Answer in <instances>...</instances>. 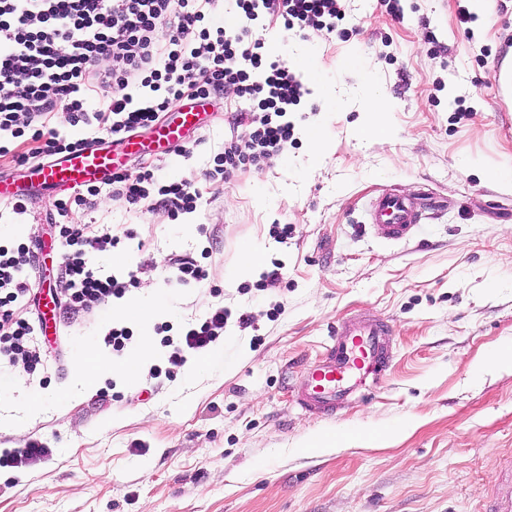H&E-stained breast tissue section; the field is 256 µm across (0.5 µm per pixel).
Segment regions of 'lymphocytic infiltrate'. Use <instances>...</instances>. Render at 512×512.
I'll list each match as a JSON object with an SVG mask.
<instances>
[{
    "label": "lymphocytic infiltrate",
    "mask_w": 512,
    "mask_h": 512,
    "mask_svg": "<svg viewBox=\"0 0 512 512\" xmlns=\"http://www.w3.org/2000/svg\"><path fill=\"white\" fill-rule=\"evenodd\" d=\"M341 2L235 0L239 24L229 30L210 24L213 0H0V133L31 142L29 151L17 154L18 163L42 162L86 145L48 130L56 110L70 125L94 123L119 140L156 126L172 102L207 100L231 86L262 115L248 140L215 155L210 175L226 178L246 165L269 164L294 140L288 114L306 89L265 54L256 24L274 16L289 31L330 33L345 16ZM93 96L103 102L95 111L87 107ZM103 193L136 210L161 202L174 219L195 212L201 199L154 171L134 176L123 169L105 185H86L57 200L53 222L61 269L55 297L69 323L126 292V282L90 262L91 253L112 249L116 238L108 229L67 221L73 207ZM35 262L27 244L0 245V365L20 362L30 372L48 357L40 346L37 291L23 274ZM229 317L219 307L178 338H164L169 364L180 368L189 356L208 351Z\"/></svg>",
    "instance_id": "1"
}]
</instances>
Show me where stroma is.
I'll return each mask as SVG.
<instances>
[{
    "label": "stroma",
    "mask_w": 512,
    "mask_h": 512,
    "mask_svg": "<svg viewBox=\"0 0 512 512\" xmlns=\"http://www.w3.org/2000/svg\"><path fill=\"white\" fill-rule=\"evenodd\" d=\"M462 4L474 2L401 0L396 19L381 0H344L332 33L266 23L272 59H303L293 71L309 93L292 119L299 133L321 123L320 161L299 136L269 165L209 178L214 156L253 129L228 88L192 157L128 165L174 181L189 170L196 212L174 221L104 194L94 210L73 207L69 223L119 239L92 254L97 267L135 281L60 329L40 372L0 370V450L32 438L48 448L0 470V512H485L512 488V361L498 358L512 345V182L483 176L512 170V107L494 81L512 57V0H487L490 22L466 27ZM371 92L389 112H365ZM383 193L433 200L410 239L385 242L370 224ZM55 201L36 197L23 215L0 205V244L51 241ZM247 250L259 263L248 274ZM118 253L126 266H113ZM177 257L202 260L207 280L171 282ZM276 265L280 287L260 288ZM145 298L157 306L146 323L121 317ZM217 306L231 313L223 338L176 374L162 347L138 382L113 374L110 328H128L131 351ZM346 318L391 325L392 364L336 413H306L296 401L306 365ZM97 359L105 367L85 381Z\"/></svg>",
    "instance_id": "obj_1"
}]
</instances>
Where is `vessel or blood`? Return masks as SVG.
<instances>
[{
	"instance_id": "b4317fda",
	"label": "vessel or blood",
	"mask_w": 512,
	"mask_h": 512,
	"mask_svg": "<svg viewBox=\"0 0 512 512\" xmlns=\"http://www.w3.org/2000/svg\"><path fill=\"white\" fill-rule=\"evenodd\" d=\"M204 116V105L182 107L173 112L151 142L127 139L119 154L96 142L26 166L22 179L0 177V204L31 198L43 189L69 193L90 183H104L126 156L147 150L163 153L184 144L186 132L201 127ZM368 216L380 237L402 241L413 236L424 216V205L399 194H383L371 203ZM390 331V326L381 322L337 323L325 354L308 370L298 396L301 408L313 414L336 411L348 397L378 382L390 363L383 342Z\"/></svg>"
}]
</instances>
